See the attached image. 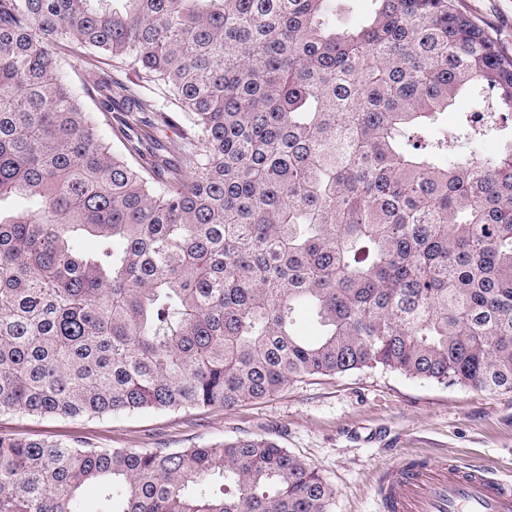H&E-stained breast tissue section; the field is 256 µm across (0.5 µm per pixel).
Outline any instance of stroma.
Here are the masks:
<instances>
[{"mask_svg":"<svg viewBox=\"0 0 512 512\" xmlns=\"http://www.w3.org/2000/svg\"><path fill=\"white\" fill-rule=\"evenodd\" d=\"M459 5L512 53V0ZM69 73L86 85L106 75L138 81L130 67L84 54L72 58ZM0 430L34 439L78 437L107 448L176 449L266 438L326 478L331 512H378L379 476L414 454L512 479V393H479L380 367L293 382L270 398L229 409L143 412L110 421L5 415Z\"/></svg>","mask_w":512,"mask_h":512,"instance_id":"1","label":"stroma"}]
</instances>
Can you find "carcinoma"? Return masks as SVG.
<instances>
[{
	"instance_id": "cac0c4a2",
	"label": "carcinoma",
	"mask_w": 512,
	"mask_h": 512,
	"mask_svg": "<svg viewBox=\"0 0 512 512\" xmlns=\"http://www.w3.org/2000/svg\"><path fill=\"white\" fill-rule=\"evenodd\" d=\"M371 2L346 25L336 0H0V416L226 408L377 367L512 392V138L481 146L512 120V55L457 0ZM78 51L136 67L177 117L111 79L74 85ZM461 94L473 112L450 133ZM116 102L123 152L102 120ZM87 484L96 512L332 499L268 439L0 430V512H84Z\"/></svg>"
}]
</instances>
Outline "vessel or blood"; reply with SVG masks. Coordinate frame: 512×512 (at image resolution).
I'll list each match as a JSON object with an SVG mask.
<instances>
[{
  "mask_svg": "<svg viewBox=\"0 0 512 512\" xmlns=\"http://www.w3.org/2000/svg\"><path fill=\"white\" fill-rule=\"evenodd\" d=\"M380 512H512V482L422 455L391 465L378 484Z\"/></svg>",
  "mask_w": 512,
  "mask_h": 512,
  "instance_id": "vessel-or-blood-1",
  "label": "vessel or blood"
}]
</instances>
